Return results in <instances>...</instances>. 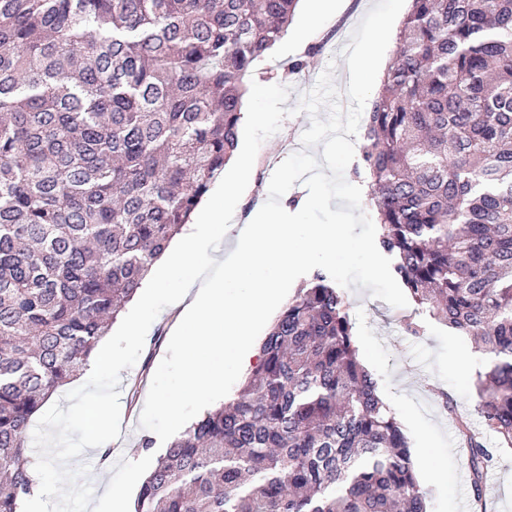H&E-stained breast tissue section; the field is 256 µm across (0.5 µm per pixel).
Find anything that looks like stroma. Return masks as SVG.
<instances>
[{
    "label": "stroma",
    "instance_id": "35a3bbf8",
    "mask_svg": "<svg viewBox=\"0 0 512 512\" xmlns=\"http://www.w3.org/2000/svg\"><path fill=\"white\" fill-rule=\"evenodd\" d=\"M375 2L341 0L336 15L321 31L325 47L310 57L305 76L287 72L293 61L305 55L301 46L286 50L274 47L254 64L249 80L289 87L286 106L291 113L284 118L280 130L262 143L251 173V186L236 206L230 230L217 248L219 255H228L235 249L240 226L249 221L256 205L266 201L276 167L302 150V134L310 128L312 118L298 111L297 106L325 70L333 72L341 106H348L344 92L349 71L342 51ZM343 296L355 324L359 358L376 380L383 401L395 412L410 442L416 473L430 490L428 512H512V448L496 449L482 503H475L471 484L463 479L470 468L466 451L459 445L456 419L465 417L474 431H482L472 382L477 373L486 370L488 357L476 349L470 338L429 320L424 323V334L407 333L404 320L411 315V307H392L366 289H347ZM170 316L167 308L159 313L146 334L137 362L120 373V393H127L135 384L141 397L135 404L120 405V436L111 443L107 471H100L97 452L91 448L72 461L73 466L88 465L91 473L102 476L101 484L94 487L95 500L88 512H110L116 489L135 498L141 479L165 451L160 443L147 451L141 450L139 443L147 434L140 426L142 397L148 393L155 370L166 354ZM443 391L452 396L455 412L443 409L439 399Z\"/></svg>",
    "mask_w": 512,
    "mask_h": 512
}]
</instances>
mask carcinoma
<instances>
[{
    "mask_svg": "<svg viewBox=\"0 0 512 512\" xmlns=\"http://www.w3.org/2000/svg\"><path fill=\"white\" fill-rule=\"evenodd\" d=\"M299 0H0V512L31 493L34 416L224 170L245 78ZM366 116L378 247L414 314L491 356L512 447V0H411ZM232 399L170 441L134 512H427L395 413L315 269ZM482 502L491 451L457 419Z\"/></svg>",
    "mask_w": 512,
    "mask_h": 512,
    "instance_id": "cac0c4a2",
    "label": "carcinoma"
}]
</instances>
